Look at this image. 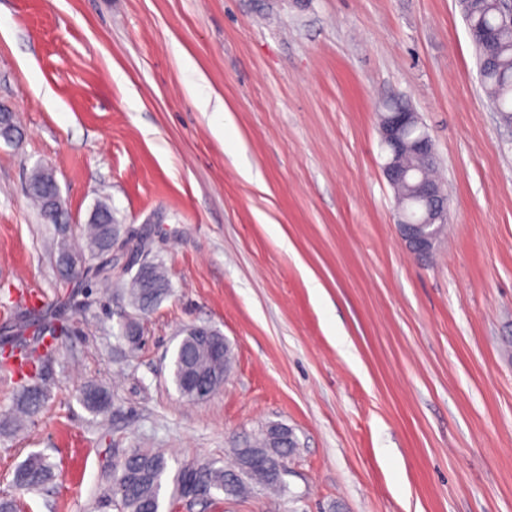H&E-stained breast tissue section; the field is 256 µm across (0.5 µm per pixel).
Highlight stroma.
Wrapping results in <instances>:
<instances>
[{
  "mask_svg": "<svg viewBox=\"0 0 512 512\" xmlns=\"http://www.w3.org/2000/svg\"><path fill=\"white\" fill-rule=\"evenodd\" d=\"M418 113L448 221L412 255L397 226L379 114ZM0 329L51 308L66 332L48 398L0 433V494L19 512H118L132 448L170 468L234 461L262 426L293 432L284 486L160 512H512V125L479 79L458 0H0ZM52 168L69 231L24 182ZM148 225L171 294L130 309L91 275L64 284L54 238L93 205ZM234 355L209 399L182 398L185 329ZM107 389L104 414L79 400ZM56 477L23 493L30 453Z\"/></svg>",
  "mask_w": 512,
  "mask_h": 512,
  "instance_id": "35a3bbf8",
  "label": "stroma"
}]
</instances>
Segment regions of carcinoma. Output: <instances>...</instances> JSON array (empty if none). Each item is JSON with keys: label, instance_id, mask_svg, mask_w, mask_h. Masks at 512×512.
I'll return each mask as SVG.
<instances>
[{"label": "carcinoma", "instance_id": "cac0c4a2", "mask_svg": "<svg viewBox=\"0 0 512 512\" xmlns=\"http://www.w3.org/2000/svg\"><path fill=\"white\" fill-rule=\"evenodd\" d=\"M467 32L474 46L481 86L496 105L501 118L512 123V28L503 23L502 0H459ZM27 196L41 216L53 202L63 207L57 182L45 175L41 167L32 169L26 184ZM112 210L99 202L92 209L83 234L87 250L98 259L94 276L122 290L128 305L136 315L145 314L159 305L171 291V283L163 264L155 261L143 271L131 273L112 260V233L120 232ZM20 358L13 361L0 358V365L13 366L21 376L22 385L13 415L0 420V429L13 430L22 418L38 413L47 399L46 389L28 381V374L38 370L45 359L57 351V318L36 314H21L13 322ZM223 355L211 343L196 335L193 329L183 332L172 359V381L189 401H201L212 396L224 383ZM83 406L94 414H102L111 404V394L96 385L85 386L80 393ZM291 452L278 448L275 455L262 465L244 474L235 466H218L214 462H187L174 475H169L168 459L156 450L131 448L112 477L109 496L121 512H160V494L164 482L171 480L173 493L183 499L196 495L212 499L221 494L227 499L241 498L255 488H274L273 469L277 457ZM56 477L55 467L43 453L30 455L15 471L14 486L23 492H35Z\"/></svg>", "mask_w": 512, "mask_h": 512}]
</instances>
